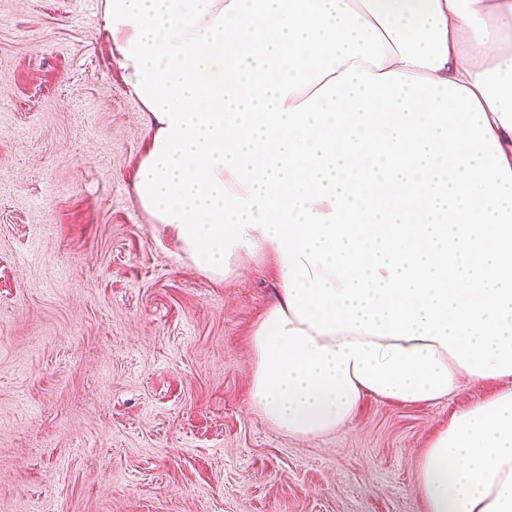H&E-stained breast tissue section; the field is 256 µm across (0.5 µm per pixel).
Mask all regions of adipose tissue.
<instances>
[{
	"label": "adipose tissue",
	"instance_id": "obj_1",
	"mask_svg": "<svg viewBox=\"0 0 512 512\" xmlns=\"http://www.w3.org/2000/svg\"><path fill=\"white\" fill-rule=\"evenodd\" d=\"M149 115L135 200L217 282L272 257L250 399L283 433L512 376V0H102ZM512 512V390L420 461Z\"/></svg>",
	"mask_w": 512,
	"mask_h": 512
}]
</instances>
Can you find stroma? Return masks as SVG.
I'll return each instance as SVG.
<instances>
[{
  "label": "stroma",
  "mask_w": 512,
  "mask_h": 512,
  "mask_svg": "<svg viewBox=\"0 0 512 512\" xmlns=\"http://www.w3.org/2000/svg\"><path fill=\"white\" fill-rule=\"evenodd\" d=\"M101 0H0V512H426L448 399L287 435L252 404L269 258L217 283L136 204L148 115Z\"/></svg>",
  "instance_id": "35a3bbf8"
}]
</instances>
